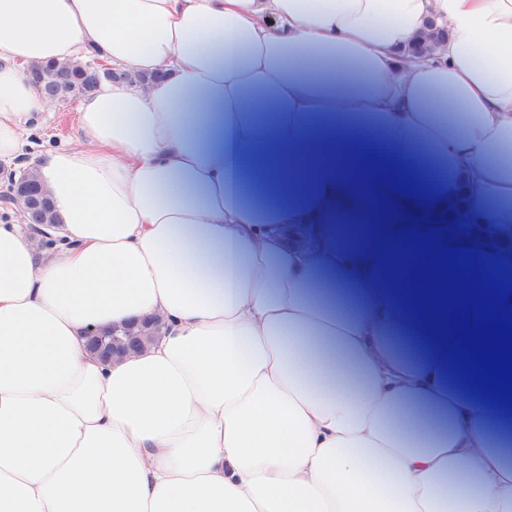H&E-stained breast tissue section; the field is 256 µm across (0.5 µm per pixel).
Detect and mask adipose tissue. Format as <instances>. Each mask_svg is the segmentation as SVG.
<instances>
[{
    "label": "adipose tissue",
    "mask_w": 512,
    "mask_h": 512,
    "mask_svg": "<svg viewBox=\"0 0 512 512\" xmlns=\"http://www.w3.org/2000/svg\"><path fill=\"white\" fill-rule=\"evenodd\" d=\"M85 54L161 79L44 154L59 223L0 224V512H512L504 413L395 341L406 231L512 266V0H0L5 167L45 104L17 62ZM411 152L443 176L409 197ZM124 336H113L112 349L104 336L98 333H89V347L102 358H108L111 354L128 353L140 350L143 347V338L141 333L136 334L131 330L123 331Z\"/></svg>",
    "instance_id": "adipose-tissue-1"
}]
</instances>
